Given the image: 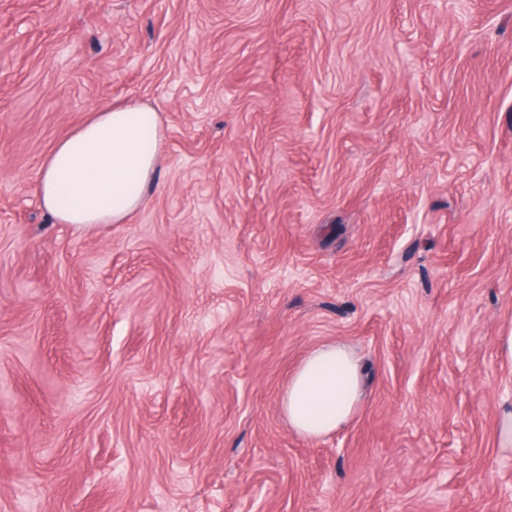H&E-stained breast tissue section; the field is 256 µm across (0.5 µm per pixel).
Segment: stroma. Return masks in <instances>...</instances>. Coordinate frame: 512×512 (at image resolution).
Listing matches in <instances>:
<instances>
[{
  "label": "stroma",
  "instance_id": "obj_1",
  "mask_svg": "<svg viewBox=\"0 0 512 512\" xmlns=\"http://www.w3.org/2000/svg\"><path fill=\"white\" fill-rule=\"evenodd\" d=\"M153 107L125 223L37 194ZM512 0H0V512H512ZM340 342L365 395L281 397ZM163 129L150 106L95 110L46 157L40 202L59 223L122 224L142 204L162 164ZM363 402V374L342 343L311 350L293 372L281 398L283 413L299 435L318 440L346 425Z\"/></svg>",
  "mask_w": 512,
  "mask_h": 512
}]
</instances>
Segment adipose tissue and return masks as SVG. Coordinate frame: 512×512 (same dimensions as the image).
<instances>
[{
    "label": "adipose tissue",
    "mask_w": 512,
    "mask_h": 512,
    "mask_svg": "<svg viewBox=\"0 0 512 512\" xmlns=\"http://www.w3.org/2000/svg\"><path fill=\"white\" fill-rule=\"evenodd\" d=\"M163 129L150 106L113 104L92 112L46 157L40 202L59 223L121 224L142 204L162 164ZM363 402V374L352 350L330 343L311 350L281 398L290 426L318 440L346 425Z\"/></svg>",
    "instance_id": "ef3b65f1"
}]
</instances>
